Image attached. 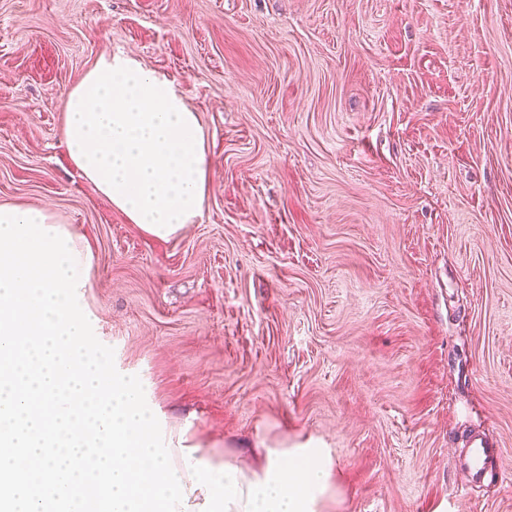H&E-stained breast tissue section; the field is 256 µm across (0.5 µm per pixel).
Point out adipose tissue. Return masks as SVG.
<instances>
[{
  "mask_svg": "<svg viewBox=\"0 0 512 512\" xmlns=\"http://www.w3.org/2000/svg\"><path fill=\"white\" fill-rule=\"evenodd\" d=\"M67 154L129 223L167 240L196 223L209 195L197 112L133 55L100 58L64 97Z\"/></svg>",
  "mask_w": 512,
  "mask_h": 512,
  "instance_id": "ef3b65f1",
  "label": "adipose tissue"
}]
</instances>
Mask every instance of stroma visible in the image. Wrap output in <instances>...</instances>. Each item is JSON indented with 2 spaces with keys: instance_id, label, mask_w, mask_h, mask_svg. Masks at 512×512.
I'll return each instance as SVG.
<instances>
[{
  "instance_id": "stroma-1",
  "label": "stroma",
  "mask_w": 512,
  "mask_h": 512,
  "mask_svg": "<svg viewBox=\"0 0 512 512\" xmlns=\"http://www.w3.org/2000/svg\"><path fill=\"white\" fill-rule=\"evenodd\" d=\"M199 113L202 215L145 234L71 164L101 56ZM89 246L78 302L212 464L315 441L322 512H512V0H0V204ZM502 483L458 496L465 437Z\"/></svg>"
}]
</instances>
